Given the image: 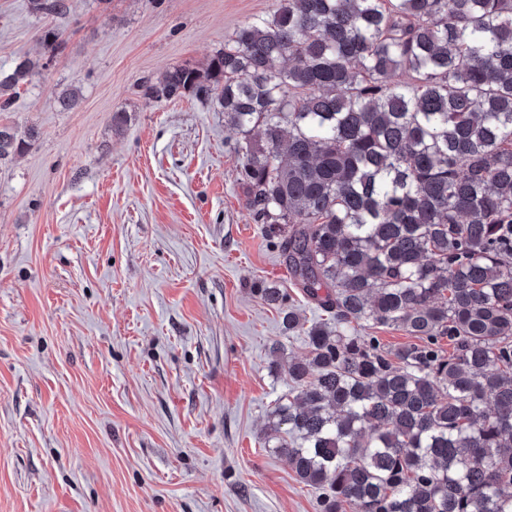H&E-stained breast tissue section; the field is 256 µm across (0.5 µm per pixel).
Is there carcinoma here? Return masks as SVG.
<instances>
[{"label": "carcinoma", "mask_w": 512, "mask_h": 512, "mask_svg": "<svg viewBox=\"0 0 512 512\" xmlns=\"http://www.w3.org/2000/svg\"><path fill=\"white\" fill-rule=\"evenodd\" d=\"M39 66L0 67V111ZM140 92L221 108L256 221L330 316L283 312L308 355L265 447L323 512H512V0H277ZM28 145L0 125V161ZM366 333L377 336L380 344L387 350H397L402 346L416 343L417 339L408 336L404 331L395 327L369 326Z\"/></svg>", "instance_id": "carcinoma-1"}]
</instances>
